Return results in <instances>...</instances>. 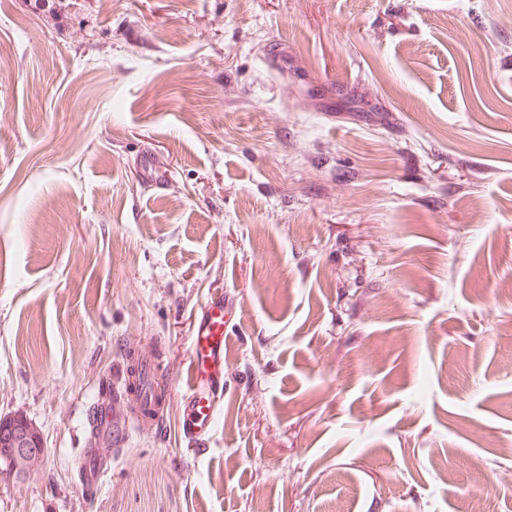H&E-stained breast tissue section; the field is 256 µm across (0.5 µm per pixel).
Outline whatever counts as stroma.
<instances>
[{"mask_svg": "<svg viewBox=\"0 0 512 512\" xmlns=\"http://www.w3.org/2000/svg\"><path fill=\"white\" fill-rule=\"evenodd\" d=\"M214 294L208 451L180 384L91 435L134 352L185 377ZM17 415L46 453L0 512H512V0H0ZM77 474L80 483L92 488L98 486L103 470L97 464L91 448H82L78 458Z\"/></svg>", "mask_w": 512, "mask_h": 512, "instance_id": "stroma-1", "label": "stroma"}]
</instances>
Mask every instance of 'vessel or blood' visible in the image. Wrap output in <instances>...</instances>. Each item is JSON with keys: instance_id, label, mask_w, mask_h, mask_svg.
<instances>
[{"instance_id": "obj_1", "label": "vessel or blood", "mask_w": 512, "mask_h": 512, "mask_svg": "<svg viewBox=\"0 0 512 512\" xmlns=\"http://www.w3.org/2000/svg\"><path fill=\"white\" fill-rule=\"evenodd\" d=\"M224 298L208 299L199 314L189 365V380L180 429L196 450H204L224 381ZM159 363L149 352L132 358L122 370L120 386L107 398L110 419L95 422L96 433H107L113 447L123 446L130 428L162 422L172 398V385L158 377ZM80 483L98 486L103 471L91 449H82L77 466Z\"/></svg>"}]
</instances>
